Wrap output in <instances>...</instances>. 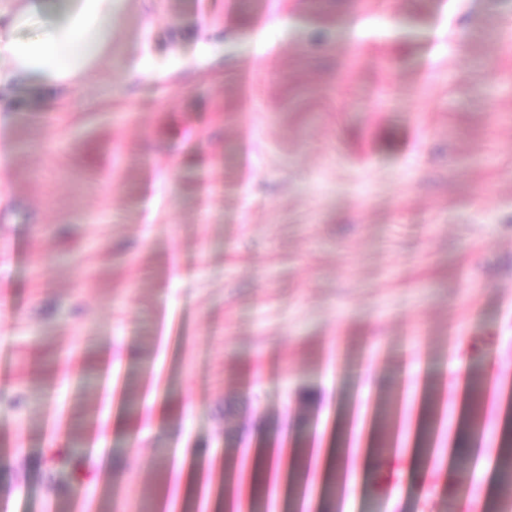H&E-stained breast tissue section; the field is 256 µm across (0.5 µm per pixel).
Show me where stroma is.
<instances>
[{"label": "stroma", "mask_w": 512, "mask_h": 512, "mask_svg": "<svg viewBox=\"0 0 512 512\" xmlns=\"http://www.w3.org/2000/svg\"><path fill=\"white\" fill-rule=\"evenodd\" d=\"M1 302L0 512H216L248 449L401 446L410 343L512 371V0H124L105 66L0 112ZM474 378L423 418L458 398L491 468L512 383ZM462 454L402 512H453ZM287 468L280 512H384Z\"/></svg>", "instance_id": "obj_1"}]
</instances>
